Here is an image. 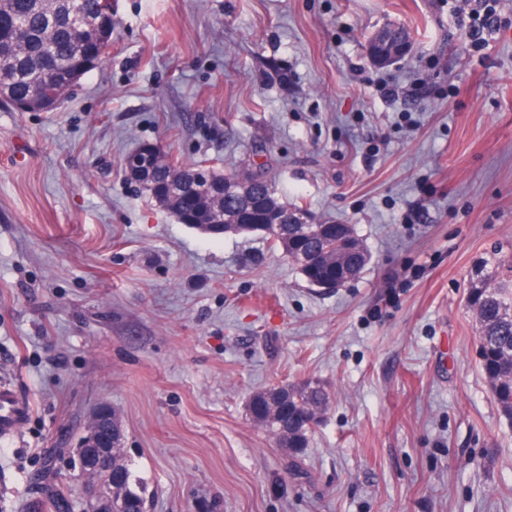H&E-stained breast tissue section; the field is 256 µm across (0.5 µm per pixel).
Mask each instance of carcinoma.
Here are the masks:
<instances>
[{
	"label": "carcinoma",
	"instance_id": "obj_1",
	"mask_svg": "<svg viewBox=\"0 0 512 512\" xmlns=\"http://www.w3.org/2000/svg\"><path fill=\"white\" fill-rule=\"evenodd\" d=\"M112 14L103 0H0V100L8 103L30 98L43 80L44 67L57 61L78 69L92 58L102 61L112 45ZM198 172L203 181L198 184L207 194L224 176L202 166L176 165L168 154L156 162L154 176L159 182ZM257 194H266L274 203L289 210L288 203L277 195L275 183L263 172L242 173ZM224 213L234 216L238 224L257 220L256 212L243 207L235 193L220 195ZM351 246L336 250V240L319 233L302 231L294 224L274 226L265 235L272 247L282 250L285 257L301 250L314 255L318 271L327 281L336 280V257L346 267L360 275L370 262V254L353 225H346ZM479 271L470 273L466 288V309L476 323L478 366L497 406L498 414L512 425V253L494 251L478 262ZM274 390L253 394L249 409L254 421L276 441L277 446L297 460L309 444L310 422L319 421L331 404L327 389L313 381L288 384V408L280 413L269 411L268 399ZM99 477L120 486L129 500V512H140L146 505L142 483L134 478L126 461L112 470H101ZM45 498L41 507L46 512H74L71 489L56 486L50 478L43 480Z\"/></svg>",
	"mask_w": 512,
	"mask_h": 512
}]
</instances>
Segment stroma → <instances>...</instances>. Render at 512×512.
I'll return each mask as SVG.
<instances>
[{"instance_id":"stroma-1","label":"stroma","mask_w":512,"mask_h":512,"mask_svg":"<svg viewBox=\"0 0 512 512\" xmlns=\"http://www.w3.org/2000/svg\"><path fill=\"white\" fill-rule=\"evenodd\" d=\"M117 0L112 46L52 112L0 102V512L109 403L147 512H512V428L476 364L472 267L512 246V0ZM409 27L381 67L368 40ZM394 83L399 94L383 95ZM261 170L371 261L309 286L259 236L211 237L123 168L137 146ZM313 379L291 461L248 410ZM498 0H466L469 23L466 26L471 44L478 45L484 40V30L501 25ZM28 407L20 402L8 385L0 386V435H13L27 418Z\"/></svg>"}]
</instances>
